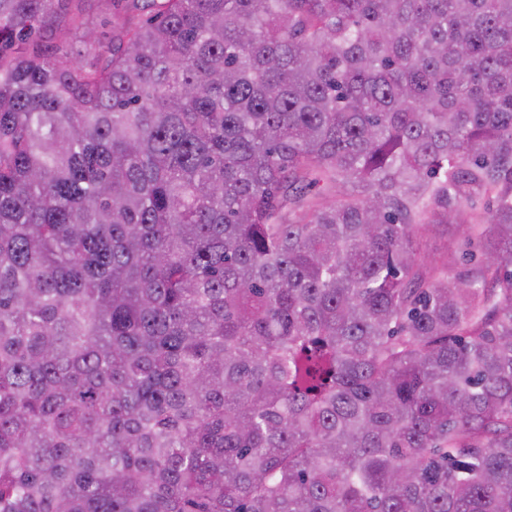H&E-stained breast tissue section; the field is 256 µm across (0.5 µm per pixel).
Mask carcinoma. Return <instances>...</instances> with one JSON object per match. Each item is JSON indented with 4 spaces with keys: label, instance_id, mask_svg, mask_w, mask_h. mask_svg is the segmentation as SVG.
I'll return each instance as SVG.
<instances>
[{
    "label": "carcinoma",
    "instance_id": "carcinoma-1",
    "mask_svg": "<svg viewBox=\"0 0 512 512\" xmlns=\"http://www.w3.org/2000/svg\"><path fill=\"white\" fill-rule=\"evenodd\" d=\"M121 2L0 0V512H512V0ZM84 8L87 17L97 26L98 37L99 31H101L104 37L109 40L112 36L113 27L121 21V17L123 16L121 7L118 6L113 9L111 7V9H109V6L93 0L87 1L84 4Z\"/></svg>",
    "mask_w": 512,
    "mask_h": 512
}]
</instances>
